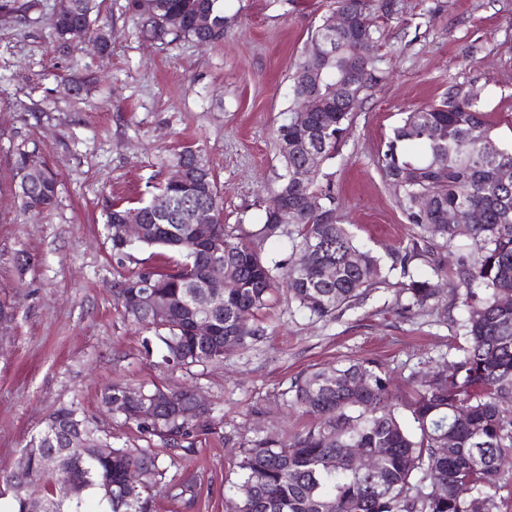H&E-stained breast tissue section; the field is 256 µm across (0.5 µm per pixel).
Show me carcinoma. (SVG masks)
Returning a JSON list of instances; mask_svg holds the SVG:
<instances>
[{
  "label": "carcinoma",
  "instance_id": "carcinoma-1",
  "mask_svg": "<svg viewBox=\"0 0 512 512\" xmlns=\"http://www.w3.org/2000/svg\"><path fill=\"white\" fill-rule=\"evenodd\" d=\"M348 13L350 26L336 34V53L301 59L292 76L293 108L309 110L318 155L314 176L299 183L294 168L303 165L301 152L285 151L292 137L290 122L277 128V144L284 173L274 193L281 208L265 210L261 227L249 233L224 224V208L214 177L198 185L193 170L210 174L199 151L183 147L176 164L189 161L183 181H164L148 200L132 203L104 199L106 223L123 221L135 212L152 225L141 242L124 249L112 246L116 264L138 263L135 252L164 249L171 253L162 265L143 264L117 283L116 296L125 314L151 335L145 348L155 347L171 369L218 362L224 348L240 349L262 335L264 328L236 324L237 311L253 313L267 306L273 293L285 288L298 310L320 319H334L386 283L382 259L361 248L341 223L330 162L349 135L353 114L365 93L381 80L371 57L377 28L373 14L388 11V0H334ZM97 0H68L54 13L53 29L61 47L71 43L73 31L85 30L89 39L108 49L107 33L95 25ZM141 32L154 40H190L210 46L224 40L227 18L224 0H133ZM205 12L210 24L196 17ZM355 54L364 56L359 76L347 71ZM38 146L17 150L12 171L15 184L23 180L28 156ZM378 164L385 182L418 238L392 256L390 269L406 275L413 261L424 258L435 274L444 272L436 246L448 247L467 237L470 249L456 260L454 287L462 290L465 316L461 328L465 345L456 348L448 369L411 378L410 395L392 391L388 373L376 362L354 360L297 376L288 389L289 402L311 418L309 427L282 437L276 433L251 440L240 450L237 481L228 487V512H498L497 493L505 480L506 453L512 452V146L494 134L474 86L454 83L436 103L405 113L389 136ZM409 178H403V171ZM432 197L427 211L414 208L419 195ZM58 196V177L51 167L21 194L27 210L47 211ZM314 199L317 208L307 207ZM207 203L215 219L206 244L196 228L174 216ZM468 215L449 222L448 214ZM288 237L290 252L283 260L263 253L267 242ZM356 257L349 264L346 258ZM224 263V276L239 284L233 293L211 298L201 288L211 265ZM335 277H323L324 268ZM140 288L133 289L131 285ZM155 295L167 315L150 319L137 301L140 293ZM400 313L414 315L432 307L440 288L429 278L414 279L401 288ZM206 304L214 321V335L191 333V309ZM156 400L159 418L143 422L135 414L142 400ZM182 397L166 388L130 391L112 408L138 433L158 438L167 446L191 451L197 430L207 426L210 413L185 422L175 416ZM409 411L412 423L400 417ZM465 413V419L458 417ZM85 431L58 464L44 471L31 494L44 500L47 512H152L155 493L177 504H195L197 479L188 476L162 484L165 468L153 448H114L102 456L96 448L111 444L110 436L82 417L73 406L52 412L31 438L21 464L40 467L67 436L71 423ZM360 448L377 461L371 472L360 471L342 449ZM145 472V489L124 496L128 469ZM69 485V496L58 497V485ZM469 485L471 495L458 488Z\"/></svg>",
  "mask_w": 512,
  "mask_h": 512
}]
</instances>
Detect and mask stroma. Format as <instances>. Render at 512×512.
Returning a JSON list of instances; mask_svg holds the SVG:
<instances>
[{
	"label": "stroma",
	"mask_w": 512,
	"mask_h": 512,
	"mask_svg": "<svg viewBox=\"0 0 512 512\" xmlns=\"http://www.w3.org/2000/svg\"><path fill=\"white\" fill-rule=\"evenodd\" d=\"M27 2L25 21L0 17V472L15 468L49 414L72 404L113 446L155 448L168 461L166 481L196 475L192 512H226L242 446L306 425L288 404L299 373L370 359L404 394L412 373L437 368L461 343L459 291L444 283L438 309L409 318L396 306L395 273L331 321L298 311L279 291L254 317L264 335L223 362L173 371L148 356L144 330L113 295L123 269L102 198H148L192 144L224 197L225 223L258 229L281 171L275 129L288 116L291 76L332 0H224V39L208 48L146 39L130 0H102L99 22L111 40L102 54L60 49L56 0ZM376 24L382 78L331 169L343 223L386 261L417 233L378 164L404 112L471 83L499 140L512 142V0H392ZM33 143L59 178L47 212L25 210L14 186L13 154ZM156 385L193 386L207 400L210 423L192 453L143 437L101 402L112 386Z\"/></svg>",
	"instance_id": "35a3bbf8"
}]
</instances>
